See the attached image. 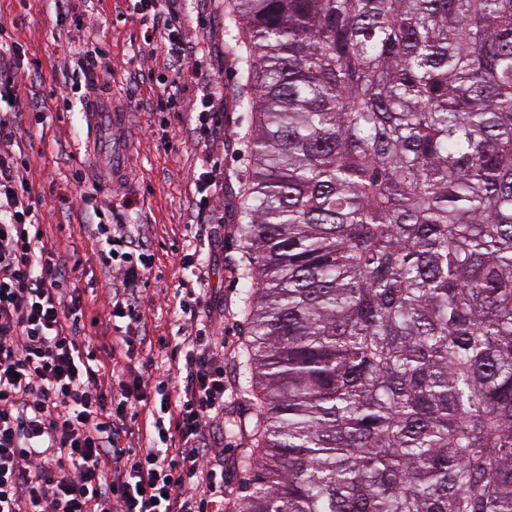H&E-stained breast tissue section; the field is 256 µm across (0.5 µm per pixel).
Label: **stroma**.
I'll return each instance as SVG.
<instances>
[{"instance_id": "1", "label": "stroma", "mask_w": 512, "mask_h": 512, "mask_svg": "<svg viewBox=\"0 0 512 512\" xmlns=\"http://www.w3.org/2000/svg\"><path fill=\"white\" fill-rule=\"evenodd\" d=\"M231 0H178L176 17L199 50L179 82H172L164 55L149 54L143 42L139 0H67L56 13L52 0H0V43L23 56L16 103L18 140L28 156V178L44 200L41 222L55 258L77 265V287L86 291V319L103 316L112 286L96 258L93 206L107 202L105 222L133 224L147 237L154 256L141 286L139 334L147 336L133 357L151 361L154 373L175 374L167 346L179 327L173 304L177 286L200 287L198 325L224 332V421L211 440L224 450V496L237 512L243 477L233 462L248 448L230 420L252 412L237 360L247 339L237 267L236 195L252 167L250 113L239 111L238 70L226 52L225 17ZM107 50L109 64L86 78L87 51ZM223 92L219 134L203 137L184 114L160 104L177 94L184 105L202 94ZM115 109L125 115L118 131L91 128L86 114ZM217 156L224 177V206L199 223L197 179L207 154ZM195 253L196 271L184 270V254Z\"/></svg>"}]
</instances>
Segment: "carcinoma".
<instances>
[{
    "instance_id": "1",
    "label": "carcinoma",
    "mask_w": 512,
    "mask_h": 512,
    "mask_svg": "<svg viewBox=\"0 0 512 512\" xmlns=\"http://www.w3.org/2000/svg\"><path fill=\"white\" fill-rule=\"evenodd\" d=\"M226 32L238 512H512V0H233Z\"/></svg>"
}]
</instances>
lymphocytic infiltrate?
Returning a JSON list of instances; mask_svg holds the SVG:
<instances>
[{
    "label": "lymphocytic infiltrate",
    "mask_w": 512,
    "mask_h": 512,
    "mask_svg": "<svg viewBox=\"0 0 512 512\" xmlns=\"http://www.w3.org/2000/svg\"><path fill=\"white\" fill-rule=\"evenodd\" d=\"M143 40L181 77L196 49L163 0H144ZM10 113H0V512H224V467L209 425L224 415V355L178 305L177 376L132 370L136 338L90 336L85 292L53 260ZM112 282L108 317L139 322L152 268L131 224H97ZM145 412V444L128 413Z\"/></svg>",
    "instance_id": "obj_1"
}]
</instances>
